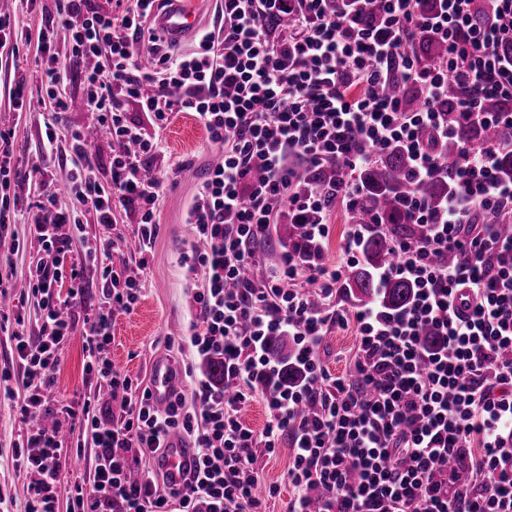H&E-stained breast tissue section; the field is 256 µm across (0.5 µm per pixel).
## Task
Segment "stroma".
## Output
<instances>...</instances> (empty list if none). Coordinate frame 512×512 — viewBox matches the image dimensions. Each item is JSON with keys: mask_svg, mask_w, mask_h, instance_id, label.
<instances>
[{"mask_svg": "<svg viewBox=\"0 0 512 512\" xmlns=\"http://www.w3.org/2000/svg\"><path fill=\"white\" fill-rule=\"evenodd\" d=\"M17 18L29 34V42L18 53L0 50V129L13 131L14 162L20 172L15 192L22 208L12 215L17 233H24L27 221L26 205L34 204L46 186H63L65 162L69 147L61 140L48 141L49 133L71 125L83 129L92 127L88 112L77 109L55 115L53 100L41 83L38 53V33L47 24L50 15L41 10H23L20 0H0V14ZM24 84L26 104L16 110L11 94L16 84ZM163 152L152 158L151 167L169 178L160 199L157 219L158 235L153 252L142 275L139 300L133 311L118 312L112 317V344L109 358L115 369L142 382L150 380V366L155 359L165 358L176 365L192 364L195 376L206 377L209 369L200 360L186 361L175 346L190 318L199 308L192 298V284L186 278L181 259L192 242L189 227L183 218L197 192L200 181L210 168L221 163L223 154L208 139V134L193 116L185 112L173 113L159 132ZM39 166V174H32V166ZM43 252L38 243H24L14 255H0V275L13 279L8 288L11 303L0 312L8 317L23 316L28 333H38L40 299L30 292L19 291L17 282L31 277ZM83 258L81 241H73L72 250L61 260L62 277L55 285L60 296L70 289H82L88 312L101 307L102 281L93 265H86L81 278L71 276V266ZM354 327H333L320 348L322 364L331 374L346 372L356 351ZM85 355L81 333H74L63 343L58 353L55 381L51 393L40 409L41 415L55 416L60 429L57 435L63 448L60 459L64 470H79L92 475L95 467L93 449L77 453L76 444L81 435L78 422L61 414L62 405L83 402L88 393L85 385ZM10 373L8 382H0V512H25L29 486L35 473L16 468L12 453L21 442L28 426L21 422L14 409V397L24 396L23 368L9 332L0 331V372ZM290 459L289 441H281L273 455H259L256 467L262 488L276 486L277 494L265 500L266 512H286L292 488L287 471Z\"/></svg>", "mask_w": 512, "mask_h": 512, "instance_id": "stroma-1", "label": "stroma"}]
</instances>
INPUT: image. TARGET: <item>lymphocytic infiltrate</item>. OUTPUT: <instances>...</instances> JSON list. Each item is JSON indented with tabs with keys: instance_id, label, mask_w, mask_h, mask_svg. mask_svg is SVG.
Listing matches in <instances>:
<instances>
[{
	"instance_id": "obj_1",
	"label": "lymphocytic infiltrate",
	"mask_w": 512,
	"mask_h": 512,
	"mask_svg": "<svg viewBox=\"0 0 512 512\" xmlns=\"http://www.w3.org/2000/svg\"><path fill=\"white\" fill-rule=\"evenodd\" d=\"M71 33L68 67H60L55 29L38 37L46 89L57 111L70 97L58 85L69 69L82 75L84 110L112 140L111 178L100 182L82 131L67 128L71 147L63 192L38 198L28 233L45 256L30 284L41 296L37 335L12 333L24 367L28 421L54 382L60 346L86 325V373L121 399L119 420L104 421L90 401L64 412L83 425L95 450L92 483L68 482L61 448L44 428L15 450L20 466L37 471L28 512H57L58 489L70 485L69 512H263L254 464L259 451L289 439L287 512H512V182L499 180L497 149H462L454 195L432 209L418 195L404 202L423 238L395 239L394 262L376 280L404 278L411 304L394 313L342 299L346 273L357 266L366 235L378 222L348 225L342 258L327 261L328 214L335 202L353 208L358 173L378 151L398 145L418 178L436 172L439 144L460 124L512 125V107L487 112L481 103L512 104V0H494L491 20L471 19L474 0H436L421 14L418 0H381L376 24L362 21L366 0H224V24L174 54L148 28L157 0H52ZM443 43L442 57L411 48L421 33ZM456 82L454 110L439 101ZM422 94L428 105L406 111L388 84ZM135 104L147 124L132 121ZM174 112H191L224 153L209 170L184 220L207 250L182 264L201 281L193 294L200 318L188 344L224 364L222 381L198 380L191 396L173 393L165 407L149 388L115 370L108 357L112 314L131 312L140 278L108 264L110 237L87 242L99 261L105 308L83 318L82 290L60 297L61 256L71 241L58 225L79 226V211L112 225L123 208L138 215L139 268L157 237L163 177L146 176L144 161L161 150L146 125L163 127ZM0 132V246L20 249L6 217L19 177ZM341 165L342 185H312L306 171ZM295 225L289 243L258 282L244 277L259 264L257 244L273 227ZM458 256L441 266V252ZM354 324L357 350L349 373L332 375L318 350L332 327ZM292 337L299 383L281 378L267 351L272 337ZM261 394L270 420L263 431L240 418L244 402ZM189 438L197 455L186 493L160 486L152 471L128 480L133 464L155 457L168 433Z\"/></svg>"
}]
</instances>
